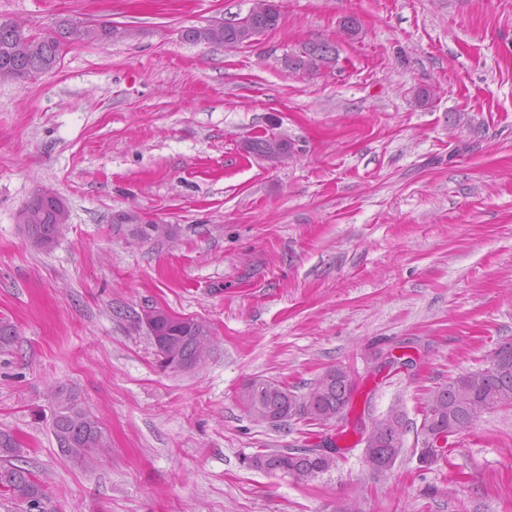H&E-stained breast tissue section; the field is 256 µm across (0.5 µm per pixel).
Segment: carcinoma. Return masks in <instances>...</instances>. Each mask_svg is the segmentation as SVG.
<instances>
[{
	"label": "carcinoma",
	"mask_w": 512,
	"mask_h": 512,
	"mask_svg": "<svg viewBox=\"0 0 512 512\" xmlns=\"http://www.w3.org/2000/svg\"><path fill=\"white\" fill-rule=\"evenodd\" d=\"M254 10L273 22H267L260 33L279 25L281 13L269 0H256ZM64 38L33 34L23 26L13 24V32H0V79H31L28 67H39L43 72L52 70L59 62L63 47L75 42L110 41L125 35L110 22L78 25L67 20L60 22ZM256 33L238 28L233 22H213L183 33L192 43H217L234 47L255 39ZM331 66V60L313 53L299 58L298 69L307 75H316ZM249 148L261 153L289 152L286 140L269 142L255 138ZM45 217L36 224H28L24 234L32 245L45 249L43 240L48 235H62V225L52 223L49 206H43ZM171 224H147L142 228L140 241L174 236ZM156 312L154 327L148 329L156 349L159 366L175 372L195 369L204 359L212 342L211 330L203 322L180 315L166 316L168 310L153 307ZM16 341L14 325L0 319V351L10 348ZM354 380L351 369L337 363L328 367L310 386L298 394L280 381L263 377L247 380L237 394L241 409L257 422L278 426L294 417L313 425H326L345 414L351 404ZM502 407H512V342H504L490 354L489 364L483 369L462 373L431 390L422 411V425L430 428L444 427L457 435L470 428L478 414ZM51 427L62 455L92 467L106 457L110 444L99 420L82 406L71 391L55 390L51 408ZM406 431L405 414L398 406L387 414L358 428L359 442L364 444L362 459L378 455L389 456L390 463L372 469L384 473L394 466L403 449ZM340 456L334 453L311 452L309 448L285 450L259 449L243 458L250 469L265 473H282L296 481L307 482L337 466ZM0 495L18 503L42 505L47 498L40 478L30 468V463L20 458V446L9 431L0 430Z\"/></svg>",
	"instance_id": "obj_1"
}]
</instances>
